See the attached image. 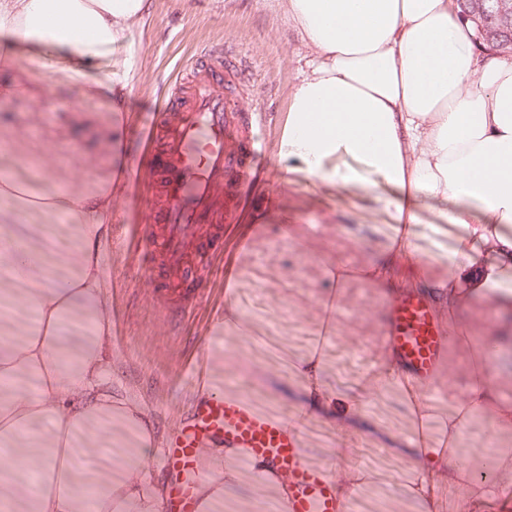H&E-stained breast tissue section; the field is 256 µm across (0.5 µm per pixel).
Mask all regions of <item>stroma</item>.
<instances>
[{
    "instance_id": "35a3bbf8",
    "label": "stroma",
    "mask_w": 512,
    "mask_h": 512,
    "mask_svg": "<svg viewBox=\"0 0 512 512\" xmlns=\"http://www.w3.org/2000/svg\"><path fill=\"white\" fill-rule=\"evenodd\" d=\"M221 37L238 45L249 76L240 89L244 107L268 116L263 131L276 156L288 113V90L306 66V50L279 0H150L149 12L127 38L114 45L111 63L95 70L102 93L87 96L86 76L57 59L24 56L17 79L25 91L0 97V168L24 163V175L47 168L52 184L77 193L111 173L108 158L85 152L71 139L67 114L111 117L123 125L126 141L139 134L146 112L158 103L160 80L199 41ZM121 101L113 110V101ZM390 190L329 186L292 173L264 179L238 223L224 228L225 269L237 274L236 292L225 296L217 282L203 283V306L195 319L169 322L140 258L121 235L124 224H144L146 212H132L131 190L112 205L111 253L104 277L112 312L106 372L117 396H133L152 419L159 440L175 434L199 398L198 383L184 376L202 360L204 372H220L221 392L252 401L262 412L291 419L300 428L306 460L313 466L338 463L363 472L361 491L347 512H436L429 502L408 497L421 480L400 449L407 440L446 446L444 425L465 393L475 358L469 337H489L496 324L486 306L471 305L449 317L447 305L432 309L440 323L455 325L448 355L427 393L426 413L405 391L387 384L381 370L387 352L384 330L394 300L365 266L387 259L396 226ZM456 202L421 196L408 233L412 260H397L396 284L420 288L422 277L447 273L448 256L461 235L444 210ZM340 303L332 335L321 333L322 306L329 291ZM238 311L224 321L227 307ZM315 365L312 378L298 375L303 361ZM329 405L349 404L364 423L335 422L310 410L313 387ZM448 464L476 470L494 451L512 456V433L500 431L484 413L471 415L463 435L446 446Z\"/></svg>"
}]
</instances>
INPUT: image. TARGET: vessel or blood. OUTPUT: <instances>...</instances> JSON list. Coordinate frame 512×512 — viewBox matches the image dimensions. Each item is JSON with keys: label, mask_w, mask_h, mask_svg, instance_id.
Listing matches in <instances>:
<instances>
[{"label": "vessel or blood", "mask_w": 512, "mask_h": 512, "mask_svg": "<svg viewBox=\"0 0 512 512\" xmlns=\"http://www.w3.org/2000/svg\"><path fill=\"white\" fill-rule=\"evenodd\" d=\"M247 73L243 53L222 40L196 44L164 80L158 109L142 132L151 192L134 204L148 210L150 221L141 226L136 247L180 318L198 303L188 288L218 274L212 257L224 242V226L257 176L253 130L265 116L242 111L233 91ZM385 342L409 375L430 381L448 353L449 338L430 305L405 294L390 307ZM218 438L287 475L292 490L285 512H345L331 471L306 463L292 424L226 395L198 402L171 437L161 464L169 484L165 512H194L198 454Z\"/></svg>", "instance_id": "b4317fda"}]
</instances>
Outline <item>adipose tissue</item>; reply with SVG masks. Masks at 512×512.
I'll return each mask as SVG.
<instances>
[{"label": "adipose tissue", "mask_w": 512, "mask_h": 512, "mask_svg": "<svg viewBox=\"0 0 512 512\" xmlns=\"http://www.w3.org/2000/svg\"><path fill=\"white\" fill-rule=\"evenodd\" d=\"M312 57L288 92L278 157L286 170L329 185L395 191L392 218L414 220L418 193L479 203L453 216L464 229L432 298L456 312L470 298L512 313V58L473 50L457 0H283ZM147 0H0V92L17 85L20 50L61 57L78 71L112 56L144 18ZM111 182L87 193L33 190L0 176V200L51 218L47 237L72 243L63 267L47 263L17 225H0V512H162L166 488L152 465L158 438L140 403L105 378L110 309L103 264L110 245ZM512 430V400L488 372L466 385L448 437L467 414ZM113 444L104 466L81 475L80 452ZM420 473L465 491L461 512H512V457L491 458L497 489L448 466L433 448L406 445ZM240 450L206 447L197 512H224L243 480L283 506L291 486Z\"/></svg>", "instance_id": "ef3b65f1"}]
</instances>
